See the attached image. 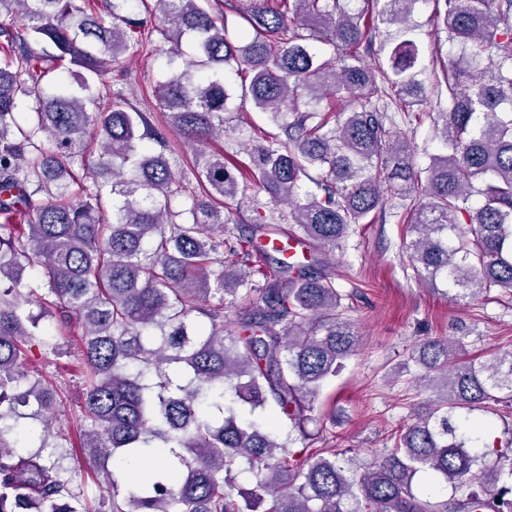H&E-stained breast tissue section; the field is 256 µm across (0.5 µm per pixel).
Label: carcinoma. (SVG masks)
<instances>
[{"label":"carcinoma","instance_id":"cac0c4a2","mask_svg":"<svg viewBox=\"0 0 512 512\" xmlns=\"http://www.w3.org/2000/svg\"><path fill=\"white\" fill-rule=\"evenodd\" d=\"M139 2L150 19L129 15L133 0H0V16L21 19L0 22V512H80L53 391L26 370L41 318L58 336L74 320L84 328L81 447L105 475L108 512H255L264 502L265 512H512V428L490 452L476 447L490 424L473 417L512 404V350L481 361L465 334L421 338L404 370L436 389V403L411 409L391 447L347 465L314 448L322 428L309 429L324 385L359 347L344 295L305 255L271 270L256 238L332 248L375 221L388 187L411 200L406 253L420 280L446 282L456 301L493 288L512 296V110L499 111L512 104V0H443L438 16L462 55L443 71L444 150L424 168L388 115L416 119L426 103L410 73L414 42L394 48L389 74L357 56L421 0H364L360 11L350 0H249L235 37L218 0ZM321 44L333 57L319 56ZM492 50L502 64L475 76ZM139 52L166 59L155 93L198 150L199 192H186L151 113L108 93ZM230 65L251 75L258 111L287 118L285 139L236 171L288 208L299 236L258 223L243 241L224 237V209L242 190L224 154L199 147L224 136ZM313 169L325 173L321 197L303 189ZM183 194L189 204L174 209ZM24 420L36 426L23 430ZM22 434L35 441L26 456L9 440ZM145 455L167 464L124 484L105 466ZM239 474L252 488L238 487ZM423 476L450 488L448 499L418 495Z\"/></svg>","mask_w":512,"mask_h":512}]
</instances>
